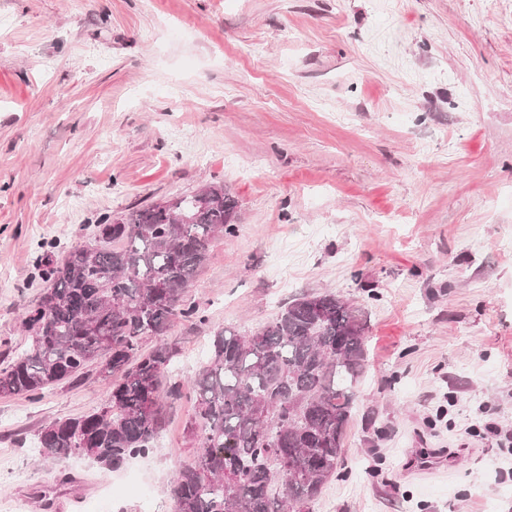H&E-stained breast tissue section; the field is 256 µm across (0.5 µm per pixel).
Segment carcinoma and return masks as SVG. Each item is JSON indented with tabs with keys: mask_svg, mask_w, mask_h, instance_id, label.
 <instances>
[{
	"mask_svg": "<svg viewBox=\"0 0 512 512\" xmlns=\"http://www.w3.org/2000/svg\"><path fill=\"white\" fill-rule=\"evenodd\" d=\"M237 203L226 190L208 205L196 194L156 203L94 225L93 242L63 261L42 255L47 284L26 311L27 345L0 362V396L38 398L63 380L83 382L102 359L112 378L102 407L42 428L39 454L85 455L114 468L148 456L182 399L196 458L176 471L180 512H311L336 474L367 366L360 308L334 293L304 294L266 324L216 332L194 377L163 384L179 348L165 339L181 319L207 321L186 299L209 244L236 230ZM190 216L175 223V214ZM156 338L153 347L145 341Z\"/></svg>",
	"mask_w": 512,
	"mask_h": 512,
	"instance_id": "1",
	"label": "carcinoma"
}]
</instances>
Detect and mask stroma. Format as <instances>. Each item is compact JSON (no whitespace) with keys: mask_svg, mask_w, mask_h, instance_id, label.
I'll use <instances>...</instances> for the list:
<instances>
[{"mask_svg":"<svg viewBox=\"0 0 512 512\" xmlns=\"http://www.w3.org/2000/svg\"><path fill=\"white\" fill-rule=\"evenodd\" d=\"M0 355L56 258L98 217L224 185L235 234L175 321L186 381L215 332L304 293L367 318L368 364L336 474L312 512H512V0H0ZM458 396L455 428L436 421ZM95 379L0 397V512H173L198 445L176 403L148 457H43L47 423L99 408ZM453 466L407 471L421 449ZM67 469L75 482L60 486ZM471 434L472 436H482L483 439L490 438L494 440L498 448L512 456V433L502 431L497 423L493 421L485 422L482 432L479 429H473Z\"/></svg>","mask_w":512,"mask_h":512,"instance_id":"stroma-1","label":"stroma"}]
</instances>
